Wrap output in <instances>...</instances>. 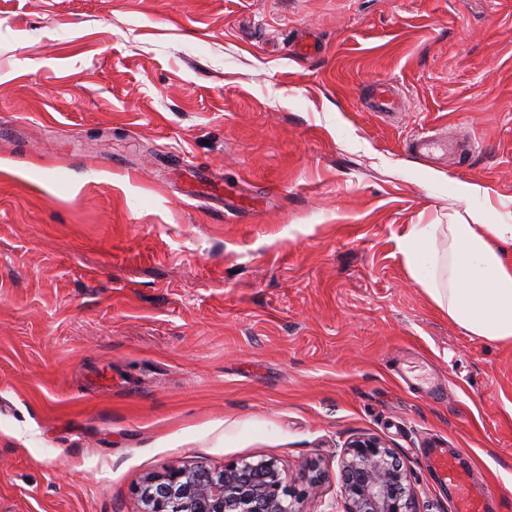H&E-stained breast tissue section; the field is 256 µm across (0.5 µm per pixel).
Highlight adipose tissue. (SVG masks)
I'll use <instances>...</instances> for the list:
<instances>
[{
  "mask_svg": "<svg viewBox=\"0 0 512 512\" xmlns=\"http://www.w3.org/2000/svg\"><path fill=\"white\" fill-rule=\"evenodd\" d=\"M399 247L432 302L466 335L512 343V224H410Z\"/></svg>",
  "mask_w": 512,
  "mask_h": 512,
  "instance_id": "ef3b65f1",
  "label": "adipose tissue"
}]
</instances>
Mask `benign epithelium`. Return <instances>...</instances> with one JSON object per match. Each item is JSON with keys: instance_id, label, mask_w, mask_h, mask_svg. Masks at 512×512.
Instances as JSON below:
<instances>
[{"instance_id": "obj_1", "label": "benign epithelium", "mask_w": 512, "mask_h": 512, "mask_svg": "<svg viewBox=\"0 0 512 512\" xmlns=\"http://www.w3.org/2000/svg\"><path fill=\"white\" fill-rule=\"evenodd\" d=\"M347 512H417L416 490L398 457L380 441L358 438L342 460ZM139 512H304L273 459L222 470L172 466L138 489Z\"/></svg>"}]
</instances>
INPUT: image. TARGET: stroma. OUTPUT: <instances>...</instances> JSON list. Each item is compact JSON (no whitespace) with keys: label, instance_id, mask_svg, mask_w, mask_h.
<instances>
[{"label":"stroma","instance_id":"35a3bbf8","mask_svg":"<svg viewBox=\"0 0 512 512\" xmlns=\"http://www.w3.org/2000/svg\"><path fill=\"white\" fill-rule=\"evenodd\" d=\"M456 215L512 224V0H0V512L269 458L346 512L358 437L421 512L426 448L512 512V344L397 244Z\"/></svg>","mask_w":512,"mask_h":512}]
</instances>
